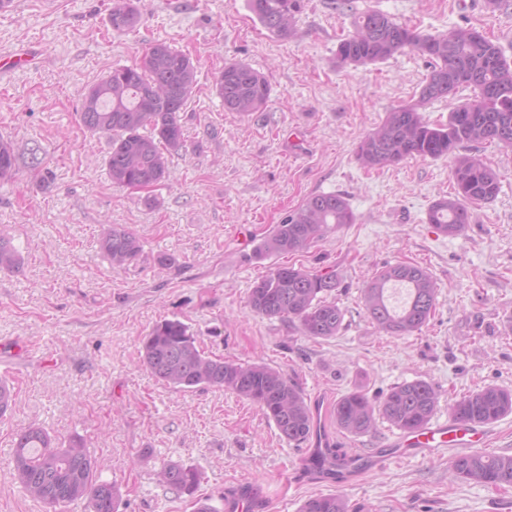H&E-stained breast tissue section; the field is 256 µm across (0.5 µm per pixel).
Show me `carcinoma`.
<instances>
[{
    "label": "carcinoma",
    "instance_id": "1",
    "mask_svg": "<svg viewBox=\"0 0 512 512\" xmlns=\"http://www.w3.org/2000/svg\"><path fill=\"white\" fill-rule=\"evenodd\" d=\"M248 10L271 34L290 35L301 0H246ZM339 13L353 17V31L336 47V65L366 66L383 62L407 48L428 58L430 71L417 103L387 113L383 122L356 148L367 168H383L407 157L452 160L454 194L435 200L426 221L448 236L470 223L471 206L495 200L498 174L481 159L460 154L466 143L491 141L512 148V63L500 47L475 28L458 27L444 34H425L376 9L359 11L353 0H333ZM143 20L140 0H112L108 22L126 33ZM197 85V67L186 53L166 43L154 44L140 63L113 68L84 94L80 122L93 135L109 139L108 174L117 187L150 191L168 175L169 156L187 149L180 112ZM224 109L248 117L264 109L270 94L267 78L249 65L229 61L215 79ZM473 96L449 112L448 124L427 122L420 108L455 98L459 88ZM19 156L11 142L0 140V180L16 172ZM356 216L347 198L314 193L292 210L255 249L259 257L303 251L335 233ZM100 250L114 267L141 252L139 239L121 225L103 229ZM22 258L11 241L0 236V271L17 272ZM336 272H314L293 265L271 268L248 294L250 310L268 318L298 322L311 339L336 336L345 310L336 302ZM436 284L422 267L387 265L363 290V308L374 327L388 336H406L427 325L436 305ZM142 362L150 373L178 391L229 390L255 404L282 437L297 445L314 432L312 412L300 390L279 371L263 364L243 365L209 357L197 346L189 326L163 319L144 336ZM439 388L418 378L390 388L381 401L357 387L336 401V426L351 435L370 432L376 416L396 428L414 430L436 411ZM458 419L488 425L512 413V391L486 386L449 405ZM452 475L500 490L512 488V455L464 452L451 461ZM97 461L75 436L59 445L43 429L30 426L16 435L14 472L26 492L52 506L75 501L86 512H118L121 493L112 482L96 479ZM161 481L178 494L193 495L198 473L171 463ZM300 512H348L338 494L308 498Z\"/></svg>",
    "mask_w": 512,
    "mask_h": 512
}]
</instances>
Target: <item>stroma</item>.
I'll return each instance as SVG.
<instances>
[{
    "instance_id": "obj_1",
    "label": "stroma",
    "mask_w": 512,
    "mask_h": 512,
    "mask_svg": "<svg viewBox=\"0 0 512 512\" xmlns=\"http://www.w3.org/2000/svg\"><path fill=\"white\" fill-rule=\"evenodd\" d=\"M111 3L18 0L0 15V53L35 57L0 81V138L22 159L0 181V232L23 258L20 272H0V366L15 394L0 417V512H47L11 463L17 432L31 425L63 444L82 437L101 464L98 478L120 488L119 512H192L195 496L220 510L246 484L256 512H299L307 498L333 493L358 512H512V493L454 478L445 454L387 463L353 485L313 482L300 469L308 444L287 442L257 406L227 390L175 391L140 361L143 337L178 318L206 355L263 363L292 380L332 435L337 400L357 386L378 401L399 383L430 380L441 389L439 419L472 391H512V150L465 146L498 173L500 192L474 207L461 234H442L426 213L454 191L448 160L369 169L355 154L387 112L417 102L429 72L420 53L337 67L352 18L330 0H303L285 38L264 29L246 0H141L144 20L129 33L113 32ZM354 5L430 34L482 30L512 61V0L493 13L486 0ZM161 42L190 55L197 86L182 114L188 150L172 157L149 206L143 193L113 185L109 140L90 135L79 111L88 87ZM228 61L269 81L268 103L253 117L225 111L215 92ZM35 143L38 167L25 160ZM319 192L344 195L356 223L308 250L254 258L259 240ZM106 224L138 236L131 264L115 269L103 257ZM162 254L175 265L160 268ZM282 262L335 272L346 311L336 337L311 340L292 320L250 312V288ZM399 262L431 274L436 308L422 331L387 336L367 318L362 291ZM169 463L198 472L194 496L163 486L158 473Z\"/></svg>"
}]
</instances>
